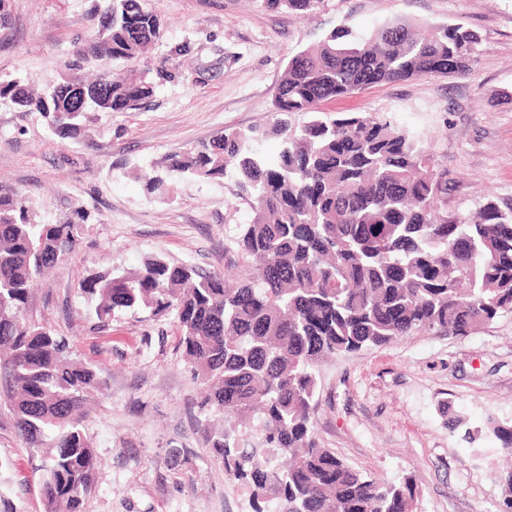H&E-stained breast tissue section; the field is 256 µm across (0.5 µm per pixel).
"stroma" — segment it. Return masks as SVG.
Masks as SVG:
<instances>
[{
	"mask_svg": "<svg viewBox=\"0 0 512 512\" xmlns=\"http://www.w3.org/2000/svg\"><path fill=\"white\" fill-rule=\"evenodd\" d=\"M167 22L148 53L171 78L129 112L96 115L84 139L63 141L35 112L0 102V184L32 200L46 221L82 208L75 249L33 289L29 310L65 336L74 358L105 379L90 396L84 432L95 450L88 512H251L198 426L201 386L180 345L175 314L98 317L78 288L97 272L121 275L160 254L223 272L234 227L251 207L233 179L183 178L159 200L133 169L227 128L269 125L289 55L340 27L364 35L402 18L460 24L482 42L463 75L386 83L323 104L375 112L411 128L448 170V211L492 196L512 203V0H322L301 18L264 0H151ZM95 0H12L0 25V75L42 88L57 81L87 36ZM187 46L181 56L175 46ZM470 428L512 421V314L466 337L414 335L341 353L318 371L314 429L323 447L380 481L415 483L414 512H503L505 453ZM41 459L0 404V495L14 512H44Z\"/></svg>",
	"mask_w": 512,
	"mask_h": 512,
	"instance_id": "1",
	"label": "stroma"
}]
</instances>
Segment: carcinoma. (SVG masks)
Here are the masks:
<instances>
[{
  "label": "carcinoma",
  "instance_id": "carcinoma-1",
  "mask_svg": "<svg viewBox=\"0 0 512 512\" xmlns=\"http://www.w3.org/2000/svg\"><path fill=\"white\" fill-rule=\"evenodd\" d=\"M315 12L321 0H266ZM90 34L72 56L87 77L34 90L0 76V100L37 112L61 139L85 133L91 115L126 112L170 76L145 53L165 25L148 0H98ZM480 36L461 25L393 19L366 36L333 30L288 58L269 128L226 129L164 156L143 178L166 197L176 180L233 177L252 218L236 225V260L207 273L161 256L124 275L98 272L82 293L100 317L174 312L200 380V427L252 512H413L414 482H380L323 447L314 431L318 368L331 355L416 334L467 336L512 313V204L489 199L448 214V173L408 127L372 112L331 115L321 103L429 74H463ZM136 66L117 77L113 64ZM279 140L274 152L261 142ZM76 209L42 221L0 185V382L27 447L45 455L46 512H84L94 450L83 433L86 396L105 380L72 357L65 338L29 311L30 287L75 246ZM512 450V422L488 420Z\"/></svg>",
  "mask_w": 512,
  "mask_h": 512
}]
</instances>
